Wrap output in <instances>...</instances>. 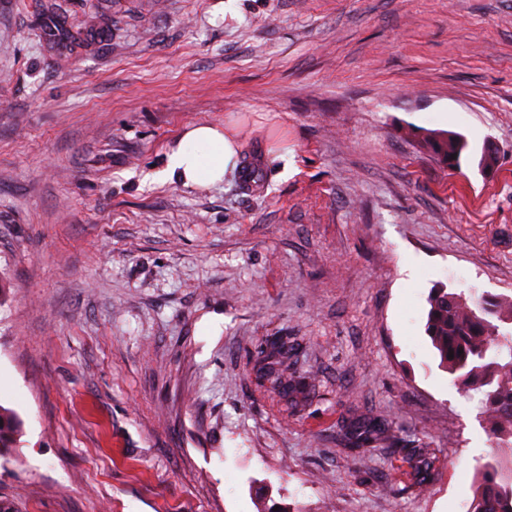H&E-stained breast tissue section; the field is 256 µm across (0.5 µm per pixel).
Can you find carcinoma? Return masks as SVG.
<instances>
[{"label":"carcinoma","mask_w":512,"mask_h":512,"mask_svg":"<svg viewBox=\"0 0 512 512\" xmlns=\"http://www.w3.org/2000/svg\"><path fill=\"white\" fill-rule=\"evenodd\" d=\"M411 134L446 165L459 162L468 149V142L455 133L413 130ZM497 163V148L483 145L478 166L489 170ZM425 332L440 367L463 387L485 389L486 429L512 455V300L493 303L482 295L467 297L436 288L428 297ZM295 350L288 337L275 336L255 357L256 379L292 407L307 400L311 389L306 377L290 371L288 360ZM20 431L21 421L0 408V449L15 447ZM389 431V424L359 416L346 423L341 443L347 448H367L391 440ZM475 471L477 487L468 512H512V474L504 476L493 460L477 463Z\"/></svg>","instance_id":"obj_1"}]
</instances>
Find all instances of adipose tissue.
<instances>
[{
  "mask_svg": "<svg viewBox=\"0 0 512 512\" xmlns=\"http://www.w3.org/2000/svg\"><path fill=\"white\" fill-rule=\"evenodd\" d=\"M238 155L232 131L198 123L186 129L181 144L168 156L167 168L184 184L208 185L221 181Z\"/></svg>",
  "mask_w": 512,
  "mask_h": 512,
  "instance_id": "ef3b65f1",
  "label": "adipose tissue"
}]
</instances>
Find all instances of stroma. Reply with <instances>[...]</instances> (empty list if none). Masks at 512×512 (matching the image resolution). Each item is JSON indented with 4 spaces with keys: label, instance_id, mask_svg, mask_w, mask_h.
<instances>
[{
    "label": "stroma",
    "instance_id": "stroma-1",
    "mask_svg": "<svg viewBox=\"0 0 512 512\" xmlns=\"http://www.w3.org/2000/svg\"><path fill=\"white\" fill-rule=\"evenodd\" d=\"M197 123L241 146L206 188L162 177ZM0 282L19 512H466L498 450L424 325L512 298V0H0ZM360 415L400 444L340 445ZM412 130L411 134L416 138L418 144L429 152L438 162L446 165H454L459 162L462 154L467 151L468 142L460 135L449 132H417ZM456 154L452 159L451 155ZM296 350L286 336H275L260 347L255 357L256 379L268 391L286 400L291 407H297L310 395L309 377L289 372L291 360Z\"/></svg>",
    "mask_w": 512,
    "mask_h": 512
}]
</instances>
